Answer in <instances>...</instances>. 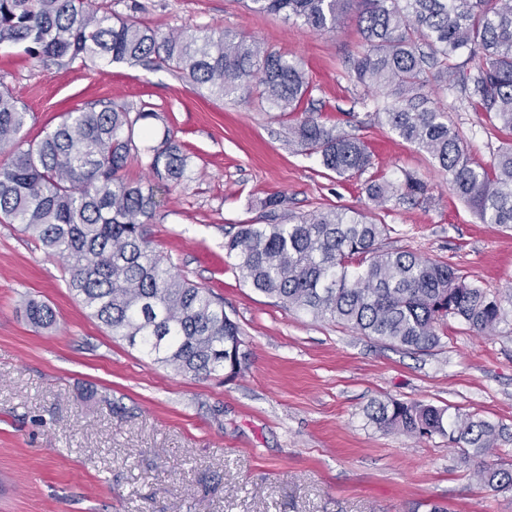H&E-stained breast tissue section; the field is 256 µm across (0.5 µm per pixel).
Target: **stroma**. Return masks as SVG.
I'll use <instances>...</instances> for the list:
<instances>
[{
    "label": "stroma",
    "instance_id": "1",
    "mask_svg": "<svg viewBox=\"0 0 512 512\" xmlns=\"http://www.w3.org/2000/svg\"><path fill=\"white\" fill-rule=\"evenodd\" d=\"M163 31L225 30L302 63L304 100L327 126L372 151L362 175L337 176L289 149L292 117L258 98L218 100L165 68L59 66L24 45L0 44V90L28 113L26 142L64 112L112 99L147 102L193 157L184 183L159 187L149 226L174 272L209 288L238 323L247 368L193 377L154 363L110 335L69 288L64 262L0 223V512H512V487L472 477L475 459L447 438L416 439L370 424L365 409L395 399L467 413L502 428L495 457L512 468V313L479 336L449 319L440 343L408 351L284 307L238 279L224 243L238 225L265 223L263 201L290 215L330 208L388 224L385 244L444 261L500 296L512 295V228L480 223L447 175L376 114L357 83L359 5L323 33L244 0H102ZM428 95L445 110L471 160L490 163L506 140L465 98ZM411 173L430 198L375 206L368 178ZM51 306L52 328L27 319ZM28 319L38 327L51 328L56 323L53 309L45 303L31 300L27 305Z\"/></svg>",
    "mask_w": 512,
    "mask_h": 512
}]
</instances>
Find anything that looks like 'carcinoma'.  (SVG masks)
Segmentation results:
<instances>
[{"instance_id": "1", "label": "carcinoma", "mask_w": 512, "mask_h": 512, "mask_svg": "<svg viewBox=\"0 0 512 512\" xmlns=\"http://www.w3.org/2000/svg\"><path fill=\"white\" fill-rule=\"evenodd\" d=\"M352 0H249L259 14L294 16L334 32ZM363 50L352 61L359 83L382 97L377 111L404 142L448 173L453 191L483 224L512 226V141L487 166L475 165L448 113L429 106L430 85L457 87L476 112L512 132V0H358ZM25 45L29 55L59 66L123 62L161 65L220 100L259 89L283 113L302 112L288 145L319 156L339 176L362 174L371 152L359 138L300 110L309 82L300 63L257 41L224 32H160L118 16L94 0H0V43ZM468 52L474 68L456 58ZM28 113L11 91H0V220L18 224L65 263L69 288L110 333L174 371L231 379L245 368L241 332L210 289L178 277L151 244L154 182L177 186L192 155L164 127L141 148L139 127L161 120L146 105L106 101L66 112L36 143L22 148ZM151 179L126 176L131 161ZM377 205L391 196L426 193L411 174L397 182L371 179ZM285 199L265 202L268 223L241 224L224 243L232 269L247 285L284 306L346 325L363 336L425 351L441 340L448 318L478 334L507 316L512 297L467 281L444 262L384 247L387 227L333 209L288 218ZM28 319L56 323L53 309L31 300ZM378 428L415 438L435 434L467 457L479 458L485 489L512 487V468L487 460L502 430L468 414L421 402L374 401L366 409Z\"/></svg>"}]
</instances>
